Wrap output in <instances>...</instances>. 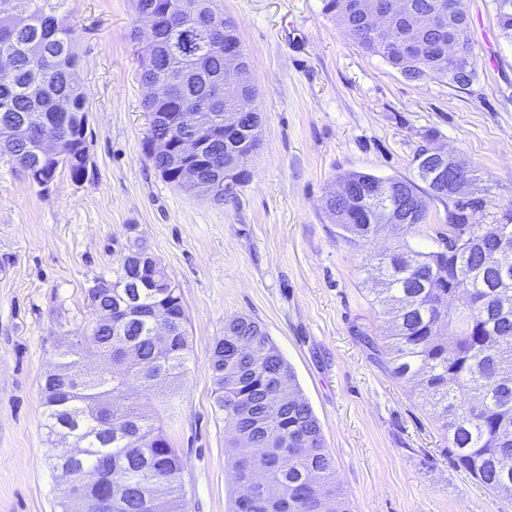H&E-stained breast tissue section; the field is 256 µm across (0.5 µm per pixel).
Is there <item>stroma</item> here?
<instances>
[{"instance_id": "35a3bbf8", "label": "stroma", "mask_w": 512, "mask_h": 512, "mask_svg": "<svg viewBox=\"0 0 512 512\" xmlns=\"http://www.w3.org/2000/svg\"><path fill=\"white\" fill-rule=\"evenodd\" d=\"M477 79L411 80L344 35L322 0H219L238 23L263 112L262 146L236 198L166 182L145 153L132 0H66L88 98V176L49 191L0 160V512H59L61 442L41 385L63 337L90 330L86 291L115 277L130 242L166 268L185 307L188 369L167 396L139 393L183 459L190 512H229L224 414L209 369L224 322H261L319 418L355 512H512L448 453L422 399L394 379L369 262L393 244L351 243L325 207L350 172L412 179L435 134L474 170L481 223L512 205V40L493 0H465Z\"/></svg>"}]
</instances>
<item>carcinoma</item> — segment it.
<instances>
[{"label":"carcinoma","mask_w":512,"mask_h":512,"mask_svg":"<svg viewBox=\"0 0 512 512\" xmlns=\"http://www.w3.org/2000/svg\"><path fill=\"white\" fill-rule=\"evenodd\" d=\"M177 12L199 8L216 15L226 30V41L237 46V56L248 60L237 36V23L214 7L217 0H175ZM436 0H394L393 17L386 31L406 46L418 43L421 51L385 48L383 36L363 24L376 0H323V11L341 23L345 35L365 52L379 55L409 79L438 78L464 89L477 77L473 47L461 60L448 59V32L437 33L420 21ZM497 25L512 38V10H499L493 0ZM136 9L153 7L162 16L159 51L153 65L140 70V78L170 72L180 74L195 62L208 74L224 69V55L208 49V41L187 40L165 13L169 0H134ZM38 40L46 48L39 65L47 72L46 88L33 89L27 81L32 58L25 44ZM8 55L15 67L14 81L0 85V159L28 166L35 160L36 138L48 132L52 98L58 92L72 104V124L77 137L59 134L66 153L64 166L79 175L87 140L88 102L79 79L76 35L68 16L33 10L18 16L13 25L0 27V57ZM214 86L198 75L176 86L168 100L144 105L155 112H181L187 120L207 122L215 112L201 111L200 101L212 96ZM257 107L240 114V129L224 130V144L217 147L218 164L233 181L245 184L252 156L248 132ZM154 167L171 184L176 168L171 157H151ZM351 201L336 206L332 218L341 236L351 242L372 240L383 233L398 238V245L370 264V292L387 318L389 336L385 349L390 374L410 385L432 407L448 437V447L458 466L490 491L500 494L512 487V305L502 303L512 288V208L502 212L497 224H478L476 215L484 199L467 210L448 211V232H439L437 248H413L407 236L424 223L429 201L437 196L420 189L412 179L379 177L354 172L343 176ZM406 199L412 215L406 224H386L370 205H398ZM137 261L121 259L117 274L106 288L87 291L92 313L124 304L131 316L121 323L93 325L88 333L60 345L57 371L72 376L71 391L64 383L45 377L41 386L43 415L48 432L66 437L82 449L75 457L55 458V467L75 475L96 467L103 477L117 472L126 485L112 492L108 512H189L186 492L179 482L182 460L172 448L162 425L130 400L140 387L165 391L177 385L187 371L189 344L187 316L177 288H131L139 278ZM152 308L173 316L170 349L157 355L152 326L141 313ZM132 349L138 362L107 374L91 369L90 357L120 359ZM209 369L217 388V403L227 425V466L235 483L261 471L264 481L253 498L233 500L231 512H279L288 498L286 512H353V503L337 483L320 421L303 396L295 372L264 326L247 316L224 323L223 335L214 340ZM248 436L240 444L237 431ZM99 490L74 482L60 491L61 512H71L74 499L94 500Z\"/></svg>","instance_id":"1"}]
</instances>
